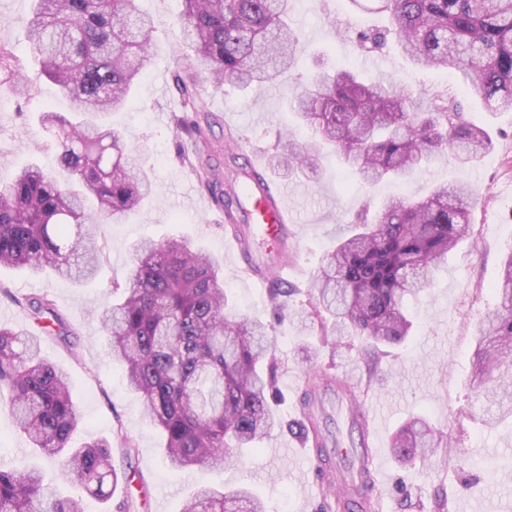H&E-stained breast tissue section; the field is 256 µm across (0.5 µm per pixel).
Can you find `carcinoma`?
<instances>
[{"instance_id":"cac0c4a2","label":"carcinoma","mask_w":512,"mask_h":512,"mask_svg":"<svg viewBox=\"0 0 512 512\" xmlns=\"http://www.w3.org/2000/svg\"><path fill=\"white\" fill-rule=\"evenodd\" d=\"M391 28L365 36L375 44L391 33L415 67L434 68L463 80V92L494 111L512 112V0H381ZM180 23L194 57L173 84L184 105L203 109L195 93L197 74L217 86L246 87L293 69L302 52L289 17L292 0H183ZM152 19L138 0H33L26 42L39 64L33 74L18 67L14 50L0 46V84L32 87L45 78L75 105L69 117L41 111L46 146L58 171L36 165L0 185V266L47 271L74 283L92 278L108 223L122 220L152 194L141 157L127 134L108 117L122 111L136 82L152 64ZM290 107L309 133L304 140L280 137L269 159L284 177L314 174L326 147L366 185L405 179L425 163L452 151L462 166L489 151L488 132L468 122L456 98L436 94L429 104L391 81L366 82L346 69L321 71L294 95ZM203 186L220 192L224 215L249 247L250 233L237 224L236 205L248 187L225 183L210 168L190 164ZM474 191L463 183L440 184L422 199L387 198L375 216L362 219L339 239L311 277L316 317L326 314L339 337L365 342L376 367L382 346L402 344L411 322L405 296L427 287L432 272L471 232ZM275 317L288 310L292 289L271 282ZM499 305L481 321L470 386L488 407L482 422L512 421V255L495 288ZM115 296L101 312L109 354L121 362L130 390L163 437L170 468L220 469L284 427L272 404L282 362L270 324L231 319L215 258L177 239H149L134 246L126 278L114 281ZM13 302L40 323L63 326L49 292ZM315 378L300 402L301 433L314 436L313 458L328 473L323 497L347 512L350 484L338 479L316 420ZM9 390L18 428L30 447L58 464L66 476L101 502L112 501L120 477L106 440L71 445L80 422L67 377L41 354L40 336L0 326V392ZM448 436L424 418H413L392 438L401 464L416 465ZM0 512H85L80 497H62L44 484L36 467L0 468ZM182 512H265L248 488L202 486Z\"/></svg>"}]
</instances>
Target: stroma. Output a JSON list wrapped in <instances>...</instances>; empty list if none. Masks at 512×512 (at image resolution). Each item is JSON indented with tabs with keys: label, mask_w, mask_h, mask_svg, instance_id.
<instances>
[{
	"label": "stroma",
	"mask_w": 512,
	"mask_h": 512,
	"mask_svg": "<svg viewBox=\"0 0 512 512\" xmlns=\"http://www.w3.org/2000/svg\"><path fill=\"white\" fill-rule=\"evenodd\" d=\"M375 0H297L294 24L304 52L295 69L274 83L214 88L205 75L196 84L212 124V149H204L181 123L185 115L172 76L183 69L191 48L183 39L179 17L182 0H139L140 10L152 17L150 34L154 63L137 84L127 108L112 114L115 127L126 130L150 169L154 193L140 210L119 224L103 227V261L94 281L75 284L52 276L33 277L24 270L0 269V324L19 330L31 327L29 316L13 297L50 291L67 327L77 338L68 351L53 335L42 334L44 356L65 371L81 413L76 443L99 438L112 443V465L130 477V512H179L197 484L215 487L248 485L268 512H320L324 500L309 490L313 468L297 435L278 429L260 442L243 462L221 470L195 468L173 471L159 449L161 435L145 417L143 401L126 385L122 365L107 354V339L99 312L109 300L111 281L122 280L133 258V247L144 238L190 241L216 258L223 270L229 297L228 312L236 318L273 321L282 366L277 376L283 419L296 420L297 404L307 373L344 380L361 395L366 412L384 410L375 424V467L384 492L382 512H409L406 496L421 498L424 512H436L438 494L448 496L447 512H461L464 493L478 512H512V424L485 427L474 416L469 385L475 330L498 305L494 292L502 264L512 252V112H491L480 102L462 97L470 122L486 128L492 149L472 167H458L447 156L397 183L363 185L341 167L334 155L319 162L317 175L288 180L268 165L280 133L302 138L303 130L289 109V101L319 65L349 68L369 78L395 81L400 87L431 97L458 92L455 76L412 66L396 44L372 52L361 46V32L382 26ZM31 0H0V45L12 48L22 70L33 68L23 22ZM24 99L13 86H0V183L30 163L53 170L56 155L48 149L38 125L40 110L67 112L68 100L55 85L41 80ZM235 136L234 148L224 144L226 132ZM254 169L281 194L288 210V248L292 257L283 279L296 289L291 303L309 309V279L338 237L364 211H377L391 195L422 197L444 181L469 184L476 193L472 204L471 238L462 241L448 262L437 270L428 288L408 297L406 314L413 326L403 344L391 347L376 374H369L358 351L321 349L305 361L298 348L318 342L320 325L308 318L274 321L269 291L257 287L246 271L236 246L226 239L224 208L197 180L187 159L227 172L229 154ZM321 425L329 440L341 447L358 445V431L347 418V403L320 390ZM427 417L446 433L450 445L444 459L430 466H402L391 452L393 432L409 417ZM482 470L469 469L472 461ZM41 468L63 492L72 487L66 477L35 455L16 426L9 393L0 394V464Z\"/></svg>",
	"instance_id": "stroma-1"
}]
</instances>
